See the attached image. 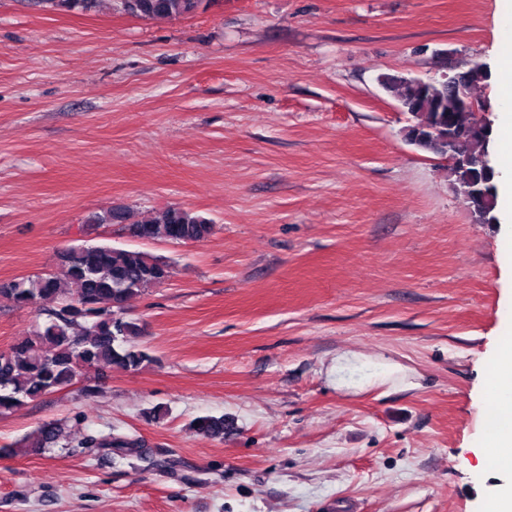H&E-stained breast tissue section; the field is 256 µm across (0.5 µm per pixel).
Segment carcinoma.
Masks as SVG:
<instances>
[{
	"mask_svg": "<svg viewBox=\"0 0 512 512\" xmlns=\"http://www.w3.org/2000/svg\"><path fill=\"white\" fill-rule=\"evenodd\" d=\"M214 0H110L113 8L141 18L191 16L203 2ZM44 12L60 9L92 11L101 0H34ZM453 84L440 79L423 80L382 74L379 84L397 101L411 122L403 129L405 140L416 149L422 135L438 134L462 163L448 166V179L456 196L469 208L472 221L487 224L496 217L497 196L475 195V186L490 158L492 133L480 125L475 113L462 101L472 98V89L491 77L489 66L478 60L460 68L450 67ZM124 208L91 214L88 224L128 223ZM130 234L139 239L170 243L201 241L213 232V224L195 212L170 207L149 219L129 223ZM171 275L170 263L140 250L94 243L67 248L57 254L55 269L35 276L0 281V295L21 306L44 312L46 321L24 341L0 352V416L45 395L61 390L92 369L103 365L137 371L150 356L128 344L138 325L128 318L126 303L164 283ZM201 433L224 436L229 423L224 417L201 416L193 421ZM61 429L43 424L23 447L52 448ZM85 447L133 448L122 438L99 440L88 437Z\"/></svg>",
	"mask_w": 512,
	"mask_h": 512,
	"instance_id": "obj_1",
	"label": "carcinoma"
}]
</instances>
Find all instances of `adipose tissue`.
<instances>
[{
  "label": "adipose tissue",
  "instance_id": "1",
  "mask_svg": "<svg viewBox=\"0 0 512 512\" xmlns=\"http://www.w3.org/2000/svg\"><path fill=\"white\" fill-rule=\"evenodd\" d=\"M497 47L495 111L498 124L512 132V0H496L493 14ZM483 399L495 412L485 426L478 448L486 468L512 472V339L499 336L487 356Z\"/></svg>",
  "mask_w": 512,
  "mask_h": 512
}]
</instances>
